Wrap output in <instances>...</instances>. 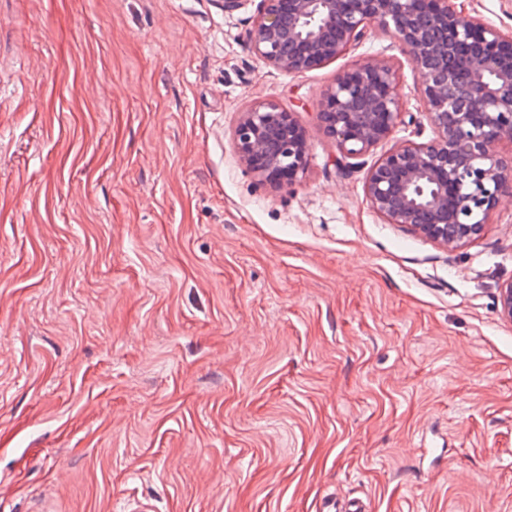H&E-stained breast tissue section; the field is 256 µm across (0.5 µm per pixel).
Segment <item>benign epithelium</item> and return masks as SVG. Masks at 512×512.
<instances>
[{
	"label": "benign epithelium",
	"mask_w": 512,
	"mask_h": 512,
	"mask_svg": "<svg viewBox=\"0 0 512 512\" xmlns=\"http://www.w3.org/2000/svg\"><path fill=\"white\" fill-rule=\"evenodd\" d=\"M376 26L407 54L434 136L406 141L371 167L364 193L388 224H403L449 249L479 236L512 196V34L466 14L449 0H261L251 34L254 56L290 74L347 53ZM396 70L367 59L336 75L317 119L346 158L388 140L402 122ZM240 159L262 180L298 181L309 161L307 133L294 113L271 101L241 113ZM512 321V282L499 289Z\"/></svg>",
	"instance_id": "obj_1"
}]
</instances>
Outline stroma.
<instances>
[{"label":"stroma","mask_w":512,"mask_h":512,"mask_svg":"<svg viewBox=\"0 0 512 512\" xmlns=\"http://www.w3.org/2000/svg\"><path fill=\"white\" fill-rule=\"evenodd\" d=\"M256 0H0V512H512V201L449 250L371 208L433 135L393 39L288 75ZM376 57L403 116L355 162L315 112ZM295 112L273 188L241 112ZM235 145L240 159L271 184H293L307 169L306 130L293 112L274 102H259L241 113Z\"/></svg>","instance_id":"obj_1"}]
</instances>
